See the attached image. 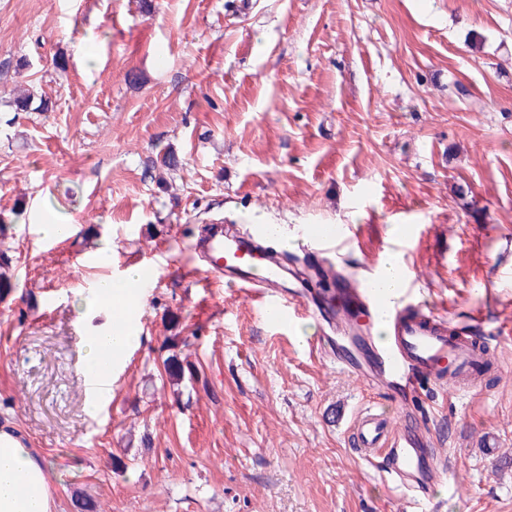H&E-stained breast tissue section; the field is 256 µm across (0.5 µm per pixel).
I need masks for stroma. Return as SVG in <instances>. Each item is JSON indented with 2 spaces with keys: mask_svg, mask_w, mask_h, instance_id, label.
<instances>
[{
  "mask_svg": "<svg viewBox=\"0 0 512 512\" xmlns=\"http://www.w3.org/2000/svg\"><path fill=\"white\" fill-rule=\"evenodd\" d=\"M27 86L52 111H15ZM210 224L278 225L273 248L348 224L356 272L395 249L449 320L512 319V0H0V424L56 512H404L346 445L375 392L309 349L316 322L276 328L184 269ZM145 259L92 411L85 343L114 313L89 300ZM491 357L486 392L424 396L438 512H512V336Z\"/></svg>",
  "mask_w": 512,
  "mask_h": 512,
  "instance_id": "1",
  "label": "stroma"
}]
</instances>
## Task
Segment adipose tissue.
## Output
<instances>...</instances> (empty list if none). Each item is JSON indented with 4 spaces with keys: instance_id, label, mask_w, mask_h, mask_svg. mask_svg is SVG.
<instances>
[{
    "instance_id": "adipose-tissue-1",
    "label": "adipose tissue",
    "mask_w": 512,
    "mask_h": 512,
    "mask_svg": "<svg viewBox=\"0 0 512 512\" xmlns=\"http://www.w3.org/2000/svg\"><path fill=\"white\" fill-rule=\"evenodd\" d=\"M130 337L125 328L88 337L85 365L108 375ZM53 508L50 479L37 451L14 439L11 428L0 427V512H53Z\"/></svg>"
}]
</instances>
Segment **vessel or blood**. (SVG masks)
I'll list each match as a JSON object with an SVG mask.
<instances>
[{
	"label": "vessel or blood",
	"mask_w": 512,
	"mask_h": 512,
	"mask_svg": "<svg viewBox=\"0 0 512 512\" xmlns=\"http://www.w3.org/2000/svg\"><path fill=\"white\" fill-rule=\"evenodd\" d=\"M351 243L343 226L311 228L301 250L312 275L301 289L291 291L282 281L285 258L236 225H209L191 250L208 264L204 278L225 281L256 297L277 325L290 326L310 314V296L320 295L321 319L352 335L351 345L332 349L333 361L382 390L400 413L394 429V420L378 404L363 407L348 426V440L366 462L382 461L395 488L411 492L414 503L421 505L430 489L447 478L446 468L429 451L431 442L418 418L424 388L433 383L455 393L470 391L492 365V339L482 329L481 311H472L468 322L452 323L436 306L416 301L412 279H403L397 293L385 299L365 280L335 266L330 251ZM381 313L390 323L391 336L378 342L371 328Z\"/></svg>",
	"instance_id": "vessel-or-blood-1"
}]
</instances>
